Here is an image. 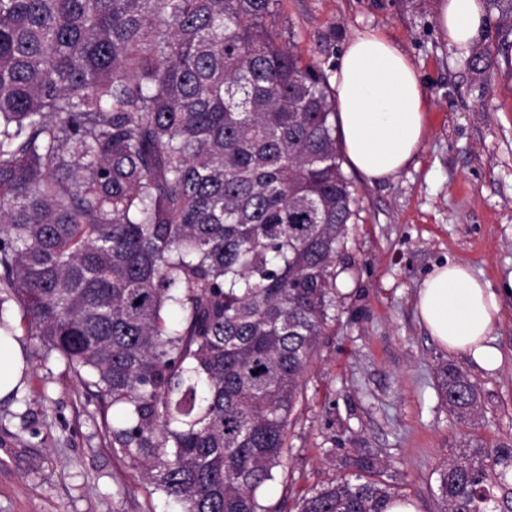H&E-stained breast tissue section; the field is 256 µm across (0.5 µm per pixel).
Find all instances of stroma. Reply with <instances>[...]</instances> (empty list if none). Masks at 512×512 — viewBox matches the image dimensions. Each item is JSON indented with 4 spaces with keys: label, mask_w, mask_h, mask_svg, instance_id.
Masks as SVG:
<instances>
[{
    "label": "stroma",
    "mask_w": 512,
    "mask_h": 512,
    "mask_svg": "<svg viewBox=\"0 0 512 512\" xmlns=\"http://www.w3.org/2000/svg\"><path fill=\"white\" fill-rule=\"evenodd\" d=\"M437 0H282V44L332 81L347 42L379 30L416 65L427 91V132L393 179L369 183L343 171L356 202L336 268L335 307L290 419L288 449L265 505L349 474L355 457L378 460L383 479L417 512H441L435 469L452 447L478 436L512 443V69L484 72L449 44ZM469 266L499 291V353L483 367L442 349L416 315L417 291L437 266ZM12 322L28 369L0 400V512H176L112 446L119 414L36 336L10 291ZM452 362L481 395L479 425L441 401L435 369Z\"/></svg>",
    "instance_id": "obj_1"
}]
</instances>
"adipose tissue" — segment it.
Instances as JSON below:
<instances>
[{
    "label": "adipose tissue",
    "instance_id": "1",
    "mask_svg": "<svg viewBox=\"0 0 512 512\" xmlns=\"http://www.w3.org/2000/svg\"><path fill=\"white\" fill-rule=\"evenodd\" d=\"M436 22L451 44L471 45L486 24L483 0H440ZM332 89L343 149L369 182L401 171L423 142L427 97L412 60L384 33L357 34L345 46ZM421 323L440 346L487 365L501 319L498 294L468 267H436L418 291ZM25 360L16 336L0 332V399L16 387Z\"/></svg>",
    "mask_w": 512,
    "mask_h": 512
}]
</instances>
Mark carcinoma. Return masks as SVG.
Here are the masks:
<instances>
[{
  "label": "carcinoma",
  "mask_w": 512,
  "mask_h": 512,
  "mask_svg": "<svg viewBox=\"0 0 512 512\" xmlns=\"http://www.w3.org/2000/svg\"><path fill=\"white\" fill-rule=\"evenodd\" d=\"M512 30V0H486ZM281 0H0V288L112 400V447L181 512L261 492L329 320L354 190ZM176 308L181 318L167 320ZM441 401L481 416L469 375ZM297 512H384L369 457ZM442 512H512V445L464 442Z\"/></svg>",
  "instance_id": "cac0c4a2"
}]
</instances>
